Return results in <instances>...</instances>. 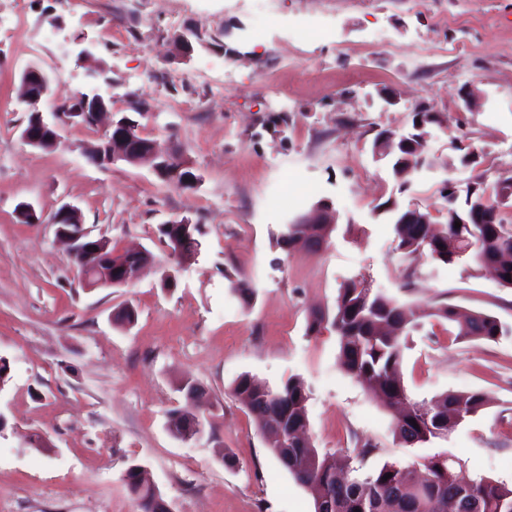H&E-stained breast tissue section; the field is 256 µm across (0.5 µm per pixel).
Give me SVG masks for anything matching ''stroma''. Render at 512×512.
Segmentation results:
<instances>
[{"label":"stroma","mask_w":512,"mask_h":512,"mask_svg":"<svg viewBox=\"0 0 512 512\" xmlns=\"http://www.w3.org/2000/svg\"><path fill=\"white\" fill-rule=\"evenodd\" d=\"M315 26L300 39L299 24ZM188 35L191 52L177 38ZM82 35L89 63L71 54ZM109 82L111 112L189 160L185 189L150 165L96 164L105 130L62 126L49 150L25 143L17 95L31 66L48 77L44 118L88 92L89 66ZM483 99L463 111L465 87ZM393 92L397 104H387ZM426 103L441 118L428 162L401 184L372 144L409 132ZM466 137L478 162L463 165ZM512 174V0H0V512H138L122 473L146 465L172 512H313L307 492L270 454L232 388L241 374L270 386L291 376L308 391L309 429L322 452L365 466L439 452L471 475L512 482V335L454 340L431 321L405 339L408 395L481 391L488 406L447 440L405 448L380 401L347 374L334 334L307 335L349 280L412 309H481L512 326V289L474 262L410 261L388 204L448 221L445 183ZM321 199L339 216L317 252L282 250L285 224ZM42 221L21 222L19 204ZM65 204L116 250L141 246L155 262L124 288H84L51 218ZM189 219L201 251L161 288L170 248L158 225ZM256 290L243 303L232 288ZM133 305L132 327L112 314ZM206 391L204 429L184 441L168 413L184 381ZM40 435L50 451L32 448Z\"/></svg>","instance_id":"stroma-1"}]
</instances>
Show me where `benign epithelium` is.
I'll return each instance as SVG.
<instances>
[{"label": "benign epithelium", "instance_id": "7a95c632", "mask_svg": "<svg viewBox=\"0 0 512 512\" xmlns=\"http://www.w3.org/2000/svg\"><path fill=\"white\" fill-rule=\"evenodd\" d=\"M48 93V81L46 75L37 67L32 66L25 70L22 75L21 100L38 102ZM83 100L92 103L90 110L84 112V118L92 124H99L107 114L106 95L95 89L85 95ZM415 119L419 123L414 125L412 131L407 134L396 135L391 132H384L376 139L374 154L379 159H386L395 166L396 176L403 177L412 172L413 167H422L427 162V155L421 153L422 145L426 143V128L430 124L438 122L435 114L420 104L414 109ZM56 122L50 124L44 120L26 127L22 131L23 140L35 148L50 149L58 140L59 126L68 121L67 114L55 113ZM132 123L128 121H110L107 124V131L110 135L109 158L102 160L94 156L96 162L105 161L115 163L124 161L130 164H138L142 161L157 163L161 157H168L170 148L163 142L141 144L133 136ZM388 210L394 213V218L400 219L402 224H431L432 214L419 207H411L405 210L397 209L391 205ZM301 224H335L337 223L336 210L328 200L317 203L309 212L299 219ZM51 224L54 226L55 236L58 240L68 246V255L79 260L83 269L89 275L82 276L83 284H88L97 276H102L99 284L110 286L113 283L112 270L114 265L121 273V283L132 284L139 276L141 269L146 266L144 262H136L134 258L142 254L140 250H129L127 254L131 260L121 264L110 262L111 256L105 255V250L86 244L91 239L90 229L83 227L81 213L71 206H63L56 211L52 217ZM78 224L81 229L73 232L68 225Z\"/></svg>", "mask_w": 512, "mask_h": 512}]
</instances>
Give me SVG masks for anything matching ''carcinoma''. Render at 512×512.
I'll return each instance as SVG.
<instances>
[{"mask_svg":"<svg viewBox=\"0 0 512 512\" xmlns=\"http://www.w3.org/2000/svg\"><path fill=\"white\" fill-rule=\"evenodd\" d=\"M158 175L177 185L198 178L193 168L183 166L174 156L159 161ZM510 179L506 176L489 183L478 176L466 190L462 207L456 205L454 192L448 191L446 224L393 225L398 249L413 262L425 257L448 264L471 257L481 267L495 265L500 285L511 289L512 280H506V275H512V223L500 214L502 208L512 205V184H507ZM484 196L494 203L495 212L490 215L478 211ZM456 218L466 223L457 228ZM325 232L331 234L334 229L326 224L292 221L285 225L277 243L293 251L301 240L321 238ZM158 233L169 244L172 237H178L179 252L161 276L162 287L173 288L180 269L200 253V229L195 224L192 234L183 235L175 225L161 224ZM427 316L456 327L460 340L495 342L512 332L489 312L446 303L419 314L356 280L342 285L333 310L311 315L306 325L309 335L326 331L336 334L347 372L394 412V436L406 447L447 439L487 404L481 391L445 392L421 401L408 398L400 373L403 344L387 335L386 324L395 322L401 330L412 329ZM234 392L254 416L258 428L268 435L270 453L309 492L314 512H512V483L473 477L460 461L446 453L366 470L364 461L375 449L368 440L360 445L355 455L357 465L353 466L351 461L334 453H321L313 445L307 448L279 438L270 431V422L279 418L292 431L308 429L309 392L298 376L271 387L246 373L234 382ZM195 418L194 412L173 411L174 434L182 440L194 439L196 432L191 424ZM388 473L392 477L387 479ZM145 474L144 465L134 461L123 472L122 480L136 501L152 497Z\"/></svg>","mask_w":512,"mask_h":512,"instance_id":"carcinoma-1","label":"carcinoma"}]
</instances>
